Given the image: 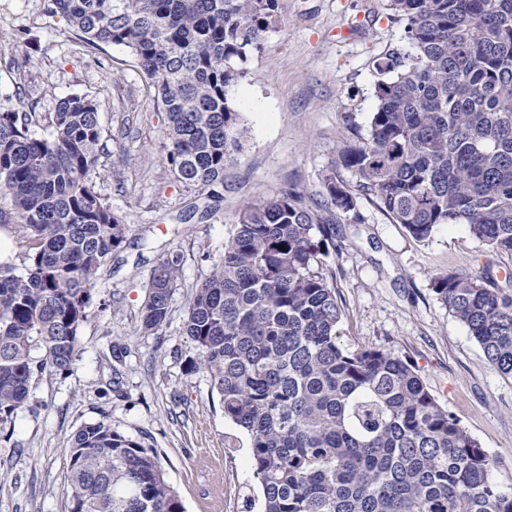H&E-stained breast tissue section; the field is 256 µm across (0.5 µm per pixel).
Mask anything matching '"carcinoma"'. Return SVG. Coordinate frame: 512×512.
Here are the masks:
<instances>
[{"instance_id":"obj_1","label":"carcinoma","mask_w":512,"mask_h":512,"mask_svg":"<svg viewBox=\"0 0 512 512\" xmlns=\"http://www.w3.org/2000/svg\"><path fill=\"white\" fill-rule=\"evenodd\" d=\"M386 10L406 45L373 60L367 134L341 143L322 199L286 187L243 204L188 301L186 372L208 374L224 418L247 434L260 512H512L492 455L410 362L338 341L326 258L361 198L418 241L462 224L512 259V0H387ZM44 12L91 47L128 49L166 116L175 181L219 197L245 134L230 91L279 28V0H46ZM102 150L92 97L59 100L43 134L0 109V229L23 267L0 262V426L36 375L70 371L94 284L126 241L130 226L90 175ZM182 265L176 254L153 269L142 333L167 324ZM431 290L512 378V294L469 272L438 274ZM68 456V512H185L156 449L103 422L79 429Z\"/></svg>"}]
</instances>
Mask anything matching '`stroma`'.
I'll return each mask as SVG.
<instances>
[{"label":"stroma","instance_id":"1","mask_svg":"<svg viewBox=\"0 0 512 512\" xmlns=\"http://www.w3.org/2000/svg\"><path fill=\"white\" fill-rule=\"evenodd\" d=\"M279 2L277 31L250 52L232 89L244 149L214 199L176 183L165 161V115L125 48L87 47L64 20L45 15L44 0H0V107L44 119L64 97H97L105 150L92 177L130 226L95 286L71 370L36 377L0 431V512H67V450L77 430L97 422L157 450L185 512H246L256 487L249 439L225 419L209 377L185 371L193 352L181 334L187 301L222 256L244 202L292 185L321 196L340 142L377 106L372 57L404 35L381 0ZM205 209L212 215L203 220ZM359 212L328 259L342 300L341 344L414 364L441 406L495 457L494 480L512 485V379L487 363L431 290L435 275L465 271L512 293L504 261L463 225L418 242L374 203L362 201ZM175 253L184 263L168 323L140 334L151 272Z\"/></svg>","mask_w":512,"mask_h":512}]
</instances>
